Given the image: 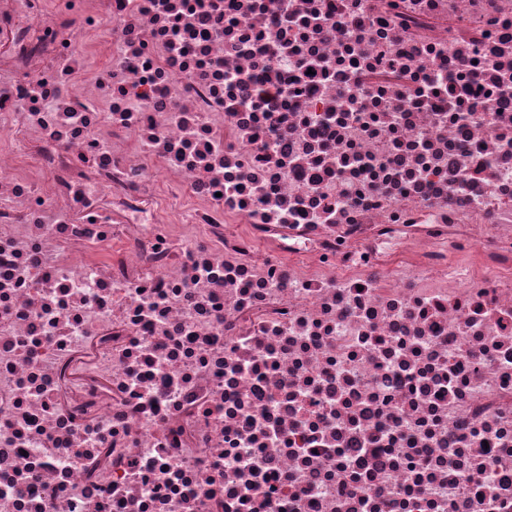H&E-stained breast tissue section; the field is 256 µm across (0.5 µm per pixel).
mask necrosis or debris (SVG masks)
<instances>
[{"label": "necrosis or debris", "instance_id": "1", "mask_svg": "<svg viewBox=\"0 0 512 512\" xmlns=\"http://www.w3.org/2000/svg\"><path fill=\"white\" fill-rule=\"evenodd\" d=\"M0 136V512H512V0H0Z\"/></svg>", "mask_w": 512, "mask_h": 512}]
</instances>
